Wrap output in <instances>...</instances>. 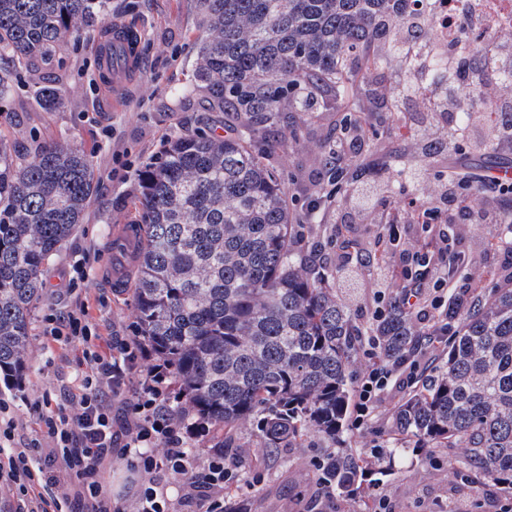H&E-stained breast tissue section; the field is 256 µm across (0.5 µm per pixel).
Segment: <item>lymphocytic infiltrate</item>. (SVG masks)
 <instances>
[{"label":"lymphocytic infiltrate","mask_w":512,"mask_h":512,"mask_svg":"<svg viewBox=\"0 0 512 512\" xmlns=\"http://www.w3.org/2000/svg\"><path fill=\"white\" fill-rule=\"evenodd\" d=\"M481 181L498 193L501 208L474 213V187L465 184L440 202L414 204L406 212L382 208L378 220L386 232L373 251H337V267L355 283L370 279L386 295L388 308L403 310L430 328L421 346L392 366L382 363L375 341L367 342V365L356 380L354 427L376 418L392 392L416 389L430 360L447 350L448 304L462 288L455 269L491 251L499 258L502 283L512 284L511 241L501 235L474 245L459 232L460 224L472 221L503 226V212L512 207L511 181L489 173ZM407 222L417 233L411 249L402 244L401 227ZM444 258L449 261L445 267L440 264ZM90 261V251H83L63 274L74 304L41 318L44 337L63 350L62 362L75 363L73 375L58 377L53 390L34 397L22 387L0 397V494L19 499L26 512H124L103 490L102 465L116 454L135 477L133 512H228L224 486L236 462L220 453L197 461L189 441L206 427L174 417L171 362L154 357L138 340L102 335L92 322L83 295ZM21 403L36 412L37 434L17 419ZM58 467L68 476L61 486L49 477Z\"/></svg>","instance_id":"f902f5d3"}]
</instances>
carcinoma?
<instances>
[{
	"label": "carcinoma",
	"instance_id": "carcinoma-1",
	"mask_svg": "<svg viewBox=\"0 0 512 512\" xmlns=\"http://www.w3.org/2000/svg\"><path fill=\"white\" fill-rule=\"evenodd\" d=\"M400 0H198L205 30L195 78L214 112H233L226 136L174 138L138 174V250L133 298L136 337L173 363L185 405L235 443L252 422L264 448H298L311 432L328 444L322 480L339 495L363 490L370 457L342 448L352 397L351 366L363 337L394 362L415 345L414 319L392 309L366 332L336 289V271L313 266L296 247L285 181L252 139L290 112L334 103L356 111L359 87L397 63L416 91L423 73L404 60ZM109 0H0V60L36 72L77 23L106 22ZM434 84L448 89L453 69L431 61ZM473 120L458 112L448 143ZM363 140L343 119L321 146ZM364 159L328 172L336 185L378 187ZM423 172L401 155L390 188L412 187ZM91 160L67 143L21 152L0 138V375L21 381L40 275L87 218L94 195ZM443 363L396 409L390 454L411 447L461 448L468 465L512 489V289L500 288L455 312Z\"/></svg>",
	"mask_w": 512,
	"mask_h": 512
}]
</instances>
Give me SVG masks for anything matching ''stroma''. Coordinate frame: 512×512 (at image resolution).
Wrapping results in <instances>:
<instances>
[{
  "label": "stroma",
  "mask_w": 512,
  "mask_h": 512,
  "mask_svg": "<svg viewBox=\"0 0 512 512\" xmlns=\"http://www.w3.org/2000/svg\"><path fill=\"white\" fill-rule=\"evenodd\" d=\"M112 16L135 23L142 31L140 65L133 71L120 95L124 106L112 104V86L100 80L97 42L101 30H85L70 38L57 55L42 65L44 73L60 77L63 101L44 108L35 91L36 79L29 70L15 73V90L0 97V134L17 148L51 141L81 149L91 160L97 184L88 206V217L60 252L44 268L45 288L32 312L30 357L23 384L26 389L48 386L68 367L59 359L60 348H46L40 317L50 309H65L73 300L53 292L62 273L77 252L96 255L89 278L91 297L102 306L93 317L104 318L113 334L133 338L136 308L131 295L116 296L99 273L109 255L112 225L136 219L140 193L138 172L180 134H223L233 125L229 113L209 111L205 93L193 78L196 42L202 33L196 0H112ZM404 73L399 67L373 74L362 102L370 117L363 148L368 166L378 171L393 167L400 152L410 150L425 133L443 135L445 128L433 115L428 97L399 99ZM399 102L404 117L391 120V104ZM339 112H294L273 145L257 143L266 164L278 172L289 188L288 203L294 223L302 227L299 248L303 253L319 250L328 259L336 257V224L348 218L350 202L338 198L324 174L319 143L333 132ZM128 152L132 165L125 180L109 178L112 150ZM486 163L470 157L467 147L427 163L423 180L411 193L386 196L388 207H402L406 197L430 201L436 176L457 167L482 172ZM313 196L325 200V221L305 223L306 205ZM198 458L224 452L227 459H243L244 465L224 492L228 503L244 505L248 512H376L379 500H387L392 512H443L449 493L460 490L479 502L478 512H492L491 498L512 502V489L494 485L474 467L462 464L454 450L434 449L432 457L408 452L393 471L354 498L326 496L313 461L325 452L318 435H310L299 448H265L254 426L240 428L235 447L223 448L221 438L208 434L195 441Z\"/></svg>",
  "instance_id": "1"
}]
</instances>
